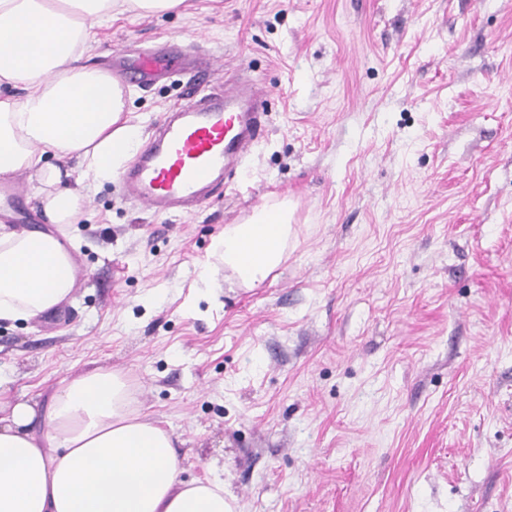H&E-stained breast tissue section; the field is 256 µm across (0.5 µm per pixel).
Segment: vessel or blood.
Wrapping results in <instances>:
<instances>
[{
	"label": "vessel or blood",
	"mask_w": 512,
	"mask_h": 512,
	"mask_svg": "<svg viewBox=\"0 0 512 512\" xmlns=\"http://www.w3.org/2000/svg\"><path fill=\"white\" fill-rule=\"evenodd\" d=\"M263 131L256 100L224 87L172 111L119 180L141 206L157 213L200 205L207 189L230 187V172Z\"/></svg>",
	"instance_id": "b4317fda"
}]
</instances>
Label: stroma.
I'll return each mask as SVG.
<instances>
[{
	"label": "stroma",
	"mask_w": 512,
	"mask_h": 512,
	"mask_svg": "<svg viewBox=\"0 0 512 512\" xmlns=\"http://www.w3.org/2000/svg\"><path fill=\"white\" fill-rule=\"evenodd\" d=\"M140 52L171 61L130 86L145 135L217 69L261 90L264 135L189 213L90 188L71 298L0 323L9 397L119 374L234 512H512V0H186L94 27L90 62ZM282 203L285 258L244 286L212 242Z\"/></svg>",
	"instance_id": "35a3bbf8"
}]
</instances>
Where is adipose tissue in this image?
I'll return each instance as SVG.
<instances>
[{"instance_id": "ef3b65f1", "label": "adipose tissue", "mask_w": 512, "mask_h": 512, "mask_svg": "<svg viewBox=\"0 0 512 512\" xmlns=\"http://www.w3.org/2000/svg\"><path fill=\"white\" fill-rule=\"evenodd\" d=\"M184 0H0V178L28 175L49 229L0 225V321L54 309L75 286L67 233L86 181L118 178L142 143L126 88L88 63L113 11L150 16ZM283 209L228 224L213 253L248 286L288 247ZM171 434L134 408L122 377L87 372L43 401L0 388V512H230L221 479L186 480Z\"/></svg>"}]
</instances>
